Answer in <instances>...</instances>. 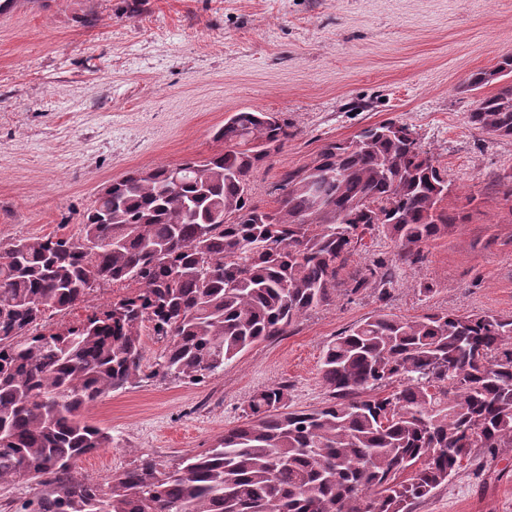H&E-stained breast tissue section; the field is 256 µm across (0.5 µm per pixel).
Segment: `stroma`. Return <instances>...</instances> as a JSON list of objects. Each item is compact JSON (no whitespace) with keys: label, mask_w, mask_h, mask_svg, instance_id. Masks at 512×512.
<instances>
[{"label":"stroma","mask_w":512,"mask_h":512,"mask_svg":"<svg viewBox=\"0 0 512 512\" xmlns=\"http://www.w3.org/2000/svg\"><path fill=\"white\" fill-rule=\"evenodd\" d=\"M128 2L15 0L0 12V247L81 237L111 181L219 150L214 132L242 111L277 113L291 132L252 174L263 207H277L281 171L396 121L447 169L464 220L415 261L383 233L365 236L345 273L384 262L385 295L338 296L203 381L150 377L100 398L86 415L119 445L76 472L105 485L143 453L167 466L204 453L272 385L287 386L293 408L322 406L326 345L378 312L512 316V205L492 188L512 174V137L472 128L474 98L461 91L512 56V0ZM414 512H512V448L475 449Z\"/></svg>","instance_id":"35a3bbf8"}]
</instances>
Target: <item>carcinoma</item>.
Masks as SVG:
<instances>
[{"mask_svg":"<svg viewBox=\"0 0 512 512\" xmlns=\"http://www.w3.org/2000/svg\"><path fill=\"white\" fill-rule=\"evenodd\" d=\"M511 75L505 59L467 88ZM468 122L511 137L512 82ZM289 137L275 112H236L214 133L224 150L107 185L80 238L0 248V485L42 487L8 512H413L472 449L512 448V317L381 311L326 346L325 405L292 410L272 385L169 470L143 454L107 490L76 474L118 445L83 412L145 377L144 336L168 339L152 375L201 381L339 293L385 283L377 265L343 278L365 235L384 233L406 260L459 226L448 171L391 121L325 144L282 174L277 208L260 207L252 173ZM106 283L139 288L33 331Z\"/></svg>","mask_w":512,"mask_h":512,"instance_id":"1","label":"carcinoma"}]
</instances>
